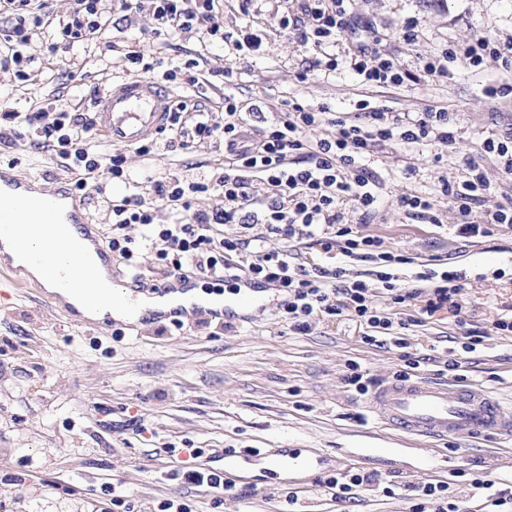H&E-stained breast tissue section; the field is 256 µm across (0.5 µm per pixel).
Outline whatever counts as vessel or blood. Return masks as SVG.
Masks as SVG:
<instances>
[{"label":"vessel or blood","instance_id":"obj_1","mask_svg":"<svg viewBox=\"0 0 512 512\" xmlns=\"http://www.w3.org/2000/svg\"><path fill=\"white\" fill-rule=\"evenodd\" d=\"M171 110L172 101L165 86L149 77L126 78L113 84L97 99L96 130L112 144L136 145L164 127ZM32 193L40 196L39 222L75 225L95 253L105 256L107 249L99 225L90 213L85 197L75 194L66 182H58L49 188L40 178L15 176L8 167L0 168V237L21 236V226L28 223L29 218L20 206ZM72 245V240L65 236L49 239L37 256L46 260L49 271L53 272L57 269L58 258ZM113 283L132 300L146 292L162 297L184 294L192 289L185 276L171 277L149 288L117 273ZM266 290V285L244 277L238 281L233 302L220 306H202L193 302L167 311H152L147 320L160 324L179 317L191 320L200 316L219 321L235 317L242 321L247 319L248 309ZM368 409L381 424L407 434L430 438L456 434L512 436V417L503 415L499 401L481 390L445 381L409 376L382 383L375 387Z\"/></svg>","mask_w":512,"mask_h":512}]
</instances>
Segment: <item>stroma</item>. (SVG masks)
Here are the masks:
<instances>
[{
  "instance_id": "stroma-1",
  "label": "stroma",
  "mask_w": 512,
  "mask_h": 512,
  "mask_svg": "<svg viewBox=\"0 0 512 512\" xmlns=\"http://www.w3.org/2000/svg\"><path fill=\"white\" fill-rule=\"evenodd\" d=\"M100 7L111 25L66 55L44 57L41 37H33L27 51L36 62L28 80L0 72V97L19 112L48 98L72 112L93 111V90L124 76L120 47L140 42L166 70L198 60V84L180 77L168 88L173 102L191 101L218 123L228 68L237 75V98L262 106L268 118L285 98L326 102L346 113L362 99L402 112L447 107L457 130L453 147L425 144L412 151L389 143L367 156L365 166L381 189L362 231L411 257L403 273L462 270L465 286L456 297L458 309L430 318L421 317V300L399 304L377 290L376 307L409 322L399 332L406 341L400 348L391 341L366 344V327L350 312L316 316L311 332L296 333L269 296L247 322L207 328L170 323L162 331L147 324L133 333L104 320L91 330L36 281L0 265V512H101L103 488L110 484L122 486L133 512H158L161 501L174 497L192 512H286L292 492L309 512H411L414 501L403 489L409 482L440 476L465 487L490 472L511 484L512 438L461 434L437 441L396 434L375 420L367 396L345 376L354 361L376 382L390 381L408 355L419 362L417 375L448 380L445 366L459 356L465 384L491 392L512 416V334L493 332L494 321L512 309V228L461 241L447 200L437 196L439 178L460 179L472 159L485 166L495 192L512 189L494 157L481 151L486 139L512 127V100L491 105L482 89L512 81V73L490 63L473 74L456 69L444 82L380 91L341 67L313 72L300 83L295 74L313 62V51L284 33L275 18L296 12L297 0H263L253 24L266 32L265 51L248 59L228 55L222 44L204 48L180 35L145 39L147 17L124 14L119 0H101ZM353 9L387 28L386 49L412 72L420 58L446 44L512 37V0H354ZM411 16L422 25L412 45L394 35ZM124 153L135 180L189 178L224 166V144L217 139L185 153L141 156L131 147ZM6 163L22 178L43 174L72 183L78 177L12 132L0 136V165ZM409 164L416 169L411 178L405 175ZM410 193L435 197L442 225L402 215L399 199ZM296 250L309 269L340 266L353 276L370 268L306 241ZM467 330L485 340L465 354L457 338ZM286 450L308 460V467L279 465ZM185 467L225 471L236 491L188 486L174 477ZM354 467L392 482L393 494L363 489L355 499L336 502L322 492L320 480Z\"/></svg>"
}]
</instances>
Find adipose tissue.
<instances>
[{
  "label": "adipose tissue",
  "mask_w": 512,
  "mask_h": 512,
  "mask_svg": "<svg viewBox=\"0 0 512 512\" xmlns=\"http://www.w3.org/2000/svg\"><path fill=\"white\" fill-rule=\"evenodd\" d=\"M67 274L75 281H82L86 277H94L98 283L97 289L90 294L62 292L63 303L72 306L83 318L95 321L115 319L132 321L145 311L155 309H170L177 305H187L193 302L206 301V294L198 290L186 294H171L163 297L154 295L141 297L134 305L124 304L120 299L113 297L110 288V272L102 263L88 264L84 254L73 253Z\"/></svg>",
  "instance_id": "ef3b65f1"
}]
</instances>
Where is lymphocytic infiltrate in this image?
I'll return each instance as SVG.
<instances>
[{
    "instance_id": "f902f5d3",
    "label": "lymphocytic infiltrate",
    "mask_w": 512,
    "mask_h": 512,
    "mask_svg": "<svg viewBox=\"0 0 512 512\" xmlns=\"http://www.w3.org/2000/svg\"><path fill=\"white\" fill-rule=\"evenodd\" d=\"M99 2L74 0L71 11L57 18L37 0H0V19L5 22L0 29V67L31 66L35 58L24 48L34 34L44 35L52 53L93 40L110 24ZM121 8L149 17V31L156 37L177 33L204 44L220 41L229 54L238 57L263 52L265 33L248 22L235 40H225L219 22L224 0H121ZM279 26L296 42L325 56L326 70L333 72L343 65L361 83L386 89L400 87L411 77L399 59L381 49L382 32L354 13L352 0H301L300 16L283 14ZM343 39L354 43V50L342 61L328 56V49ZM490 61L512 71V38L501 41L480 36L450 45L421 58L420 77L427 82L447 78L452 62L477 72ZM357 109L361 117L355 120L332 112L324 102L310 106L286 99L279 116L250 139L243 106L234 95L224 97V122L220 125L210 113L192 112L187 105H180L172 112L166 132L138 145L137 154L186 151L197 142L219 138L224 142L223 171L188 183L175 177L132 181L127 193L120 196L113 195L112 181L123 176L126 157L96 148L94 113L70 112L52 100L33 112H18L1 104L0 130L26 129L35 148L54 152L67 168L78 172L76 190L88 189L103 199L108 246L124 260L131 278L141 276L134 254L142 244L154 251L170 276L191 266L217 279L235 270L275 284L288 296L283 310L289 326L300 333L310 332L315 313L339 316L354 312L372 330L365 343L374 345L379 337L393 335L394 322L374 307L371 284L347 278L342 268L307 269L295 262L292 251L283 249L282 244L306 240L324 251L337 249L346 257L371 262L384 289L394 292L397 302L429 290L425 313L455 306L462 283L453 271L417 273L415 287L397 291L392 270L408 264V257L383 248L380 237L358 233L346 223L340 206L348 201L354 209L370 214L380 182L361 161L375 146L391 140L408 150L427 141L451 146L456 131L443 107L395 112L362 100ZM320 127L327 128V135L309 139L308 131ZM256 173L262 174V184L254 183ZM440 193L457 210L458 237H486L492 227H512V198L495 199L487 171L477 161L467 162L459 182H442ZM202 194L215 196V204L205 210L194 209V198ZM160 207L179 215V222L156 223ZM134 224L140 229L136 238L129 234ZM223 224L238 226L239 234L219 235L217 228ZM272 237L280 240V247H270ZM411 490L418 498L413 512H426L430 503L436 505V512H467L464 489L449 482L433 480L412 485Z\"/></svg>"
}]
</instances>
